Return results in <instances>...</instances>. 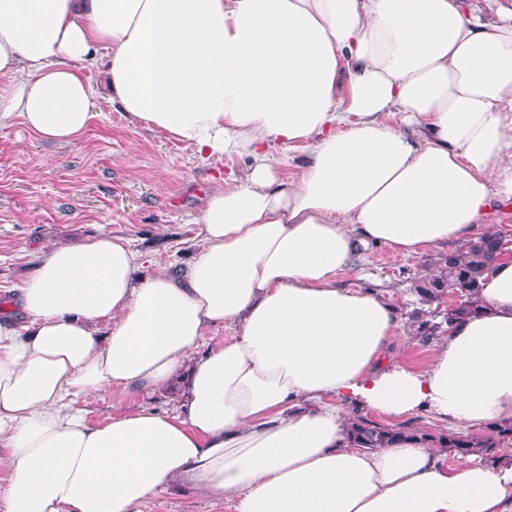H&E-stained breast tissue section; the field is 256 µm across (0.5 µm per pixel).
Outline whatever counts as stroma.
I'll list each match as a JSON object with an SVG mask.
<instances>
[{"label": "stroma", "instance_id": "1", "mask_svg": "<svg viewBox=\"0 0 512 512\" xmlns=\"http://www.w3.org/2000/svg\"><path fill=\"white\" fill-rule=\"evenodd\" d=\"M245 167L242 159L202 160L195 148L106 105L70 143L46 141L19 123L0 130V306H15L40 251L74 246L103 230L133 240L147 258L142 275L186 266L198 241L193 217L216 181ZM443 254L430 249L400 259L371 246L336 277L340 287L384 297L401 324L393 350L419 369L428 364L432 339L410 324L418 305L412 281L437 273ZM180 403V393L168 388L146 398L115 387L83 397L78 406L100 423L145 405L172 412ZM145 512H235V502L177 486L153 498Z\"/></svg>", "mask_w": 512, "mask_h": 512}]
</instances>
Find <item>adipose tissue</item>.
I'll return each instance as SVG.
<instances>
[{
    "mask_svg": "<svg viewBox=\"0 0 512 512\" xmlns=\"http://www.w3.org/2000/svg\"><path fill=\"white\" fill-rule=\"evenodd\" d=\"M101 97L247 168L195 216L179 273L140 276L104 233L38 255L0 313V512H144L175 484L237 512H512V460L346 434L355 410L512 421V259L422 370L390 357L383 298L336 284L361 248H451L512 200V25L461 0H0V129L67 143ZM219 325L234 338L198 352ZM177 384L175 414L76 406Z\"/></svg>",
    "mask_w": 512,
    "mask_h": 512,
    "instance_id": "obj_1",
    "label": "adipose tissue"
}]
</instances>
